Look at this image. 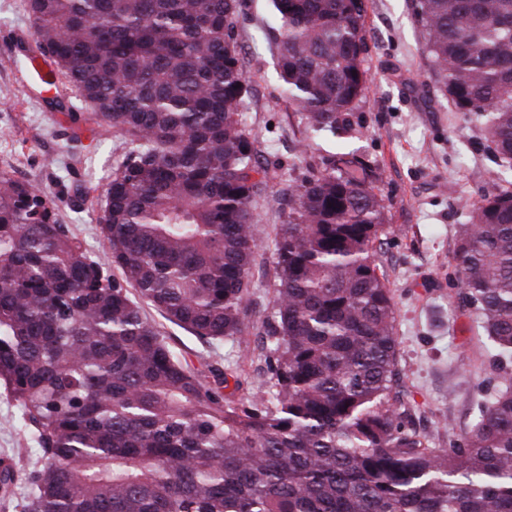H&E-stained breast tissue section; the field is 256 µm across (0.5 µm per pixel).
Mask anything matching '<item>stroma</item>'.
I'll return each instance as SVG.
<instances>
[{"label": "stroma", "mask_w": 512, "mask_h": 512, "mask_svg": "<svg viewBox=\"0 0 512 512\" xmlns=\"http://www.w3.org/2000/svg\"><path fill=\"white\" fill-rule=\"evenodd\" d=\"M365 7L370 92L351 112L348 133L332 137L306 130L282 98L264 38L272 20L268 4L242 0L236 34L252 82L244 124L264 158L277 163L279 179H311L340 149L371 170L386 217L375 253L396 303L400 397L433 447L456 448L500 378L461 299L454 250L468 203L511 189L512 171L499 167L481 121L450 111L436 92L408 0H365ZM31 31L20 0H0V168H12L17 179L52 196L60 221L100 255L99 216L118 159L115 138L92 136L81 115L48 106V97L72 91L62 79L43 88L19 48ZM72 132L83 151L71 149ZM18 417L15 402L0 389V458L28 472L39 463L33 434Z\"/></svg>", "instance_id": "1"}]
</instances>
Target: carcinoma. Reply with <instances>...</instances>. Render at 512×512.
<instances>
[{
    "label": "carcinoma",
    "instance_id": "1",
    "mask_svg": "<svg viewBox=\"0 0 512 512\" xmlns=\"http://www.w3.org/2000/svg\"><path fill=\"white\" fill-rule=\"evenodd\" d=\"M269 2L283 98L312 130L347 132L369 92L365 0ZM410 2L439 90L484 120L512 168V0ZM24 7L25 57L95 103L88 119L121 155L102 258L52 197L0 169V383L42 463L21 480L1 458L0 497L24 483L26 512H512V191L470 204L454 253L503 382L460 447L434 448L393 403L396 304L374 259L385 217L366 167L340 153L282 187L288 219L262 253L254 202L270 168L243 122L240 0ZM144 302L209 344L207 370ZM223 345L238 359L222 364Z\"/></svg>",
    "mask_w": 512,
    "mask_h": 512
}]
</instances>
